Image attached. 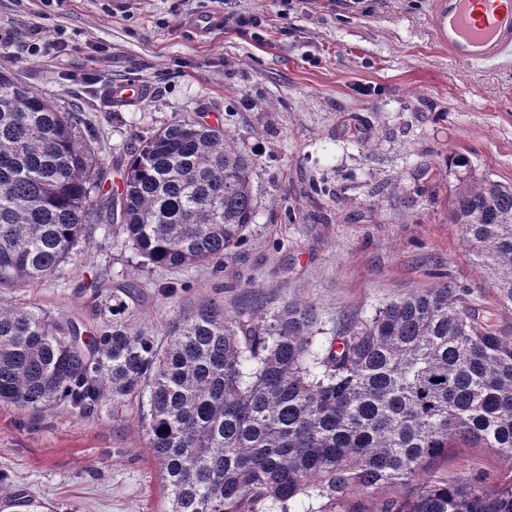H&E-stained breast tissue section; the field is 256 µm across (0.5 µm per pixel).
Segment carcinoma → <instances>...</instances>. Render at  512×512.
I'll return each mask as SVG.
<instances>
[{
	"mask_svg": "<svg viewBox=\"0 0 512 512\" xmlns=\"http://www.w3.org/2000/svg\"><path fill=\"white\" fill-rule=\"evenodd\" d=\"M82 127L0 67V288L55 275L102 222L151 272L219 266L245 244L256 159L223 126L160 129L106 198ZM451 219L512 313V187L460 186ZM133 398L170 512H333L382 487L402 494L380 512H512V481L435 476L454 441L512 458V333L452 281L330 338L296 302L206 301L164 346L127 323L85 338L0 305L1 403L116 415Z\"/></svg>",
	"mask_w": 512,
	"mask_h": 512,
	"instance_id": "1",
	"label": "carcinoma"
}]
</instances>
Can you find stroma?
Segmentation results:
<instances>
[{"mask_svg": "<svg viewBox=\"0 0 512 512\" xmlns=\"http://www.w3.org/2000/svg\"><path fill=\"white\" fill-rule=\"evenodd\" d=\"M431 0H0L15 35L0 66L95 131L109 187L166 124L219 116L256 157V218L219 271H137L119 239L84 244L60 276L0 300L104 328L91 283L136 280L123 322L163 344L208 300L232 310L247 286L268 303L312 304L327 328L380 303L456 282L486 317L512 324L450 218L455 189L512 185V57L464 63L440 47ZM222 17L212 29L202 19ZM47 42L28 56L32 39ZM146 87L116 105L119 84ZM480 468L512 480V459L452 448L449 478ZM168 512L162 470L137 425L60 407L0 405V512Z\"/></svg>", "mask_w": 512, "mask_h": 512, "instance_id": "1", "label": "stroma"}]
</instances>
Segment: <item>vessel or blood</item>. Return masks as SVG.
Returning <instances> with one entry per match:
<instances>
[{
	"label": "vessel or blood",
	"instance_id": "obj_1",
	"mask_svg": "<svg viewBox=\"0 0 512 512\" xmlns=\"http://www.w3.org/2000/svg\"><path fill=\"white\" fill-rule=\"evenodd\" d=\"M436 42L463 62L496 63L512 55V0H432Z\"/></svg>",
	"mask_w": 512,
	"mask_h": 512
}]
</instances>
